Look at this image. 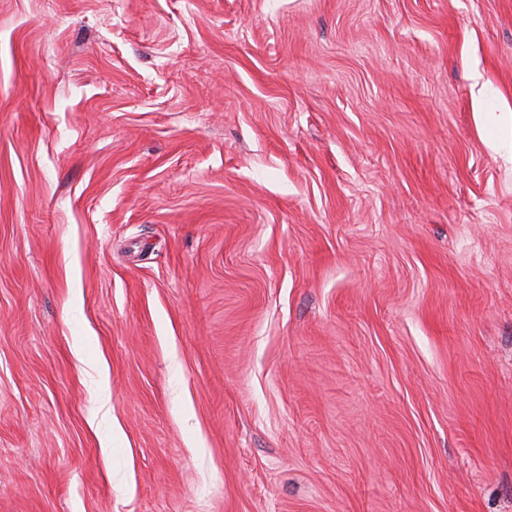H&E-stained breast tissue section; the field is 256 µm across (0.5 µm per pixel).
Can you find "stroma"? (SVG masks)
Wrapping results in <instances>:
<instances>
[{"instance_id": "1", "label": "stroma", "mask_w": 512, "mask_h": 512, "mask_svg": "<svg viewBox=\"0 0 512 512\" xmlns=\"http://www.w3.org/2000/svg\"><path fill=\"white\" fill-rule=\"evenodd\" d=\"M512 0H0V512H512ZM489 143L512 162V113L475 112Z\"/></svg>"}]
</instances>
